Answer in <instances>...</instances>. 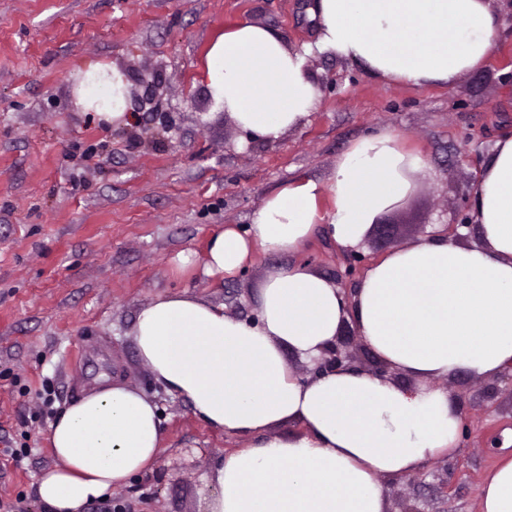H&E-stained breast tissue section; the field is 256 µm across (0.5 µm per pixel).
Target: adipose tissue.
Returning <instances> with one entry per match:
<instances>
[{"instance_id": "1", "label": "adipose tissue", "mask_w": 512, "mask_h": 512, "mask_svg": "<svg viewBox=\"0 0 512 512\" xmlns=\"http://www.w3.org/2000/svg\"><path fill=\"white\" fill-rule=\"evenodd\" d=\"M317 47L413 88L452 85L481 67L499 38L496 0H316ZM216 102L253 140L297 126L320 90L302 53L267 27L240 22L205 54ZM122 71L89 65L80 103L107 123L129 121ZM418 152L379 130L336 160L328 184L295 179L270 190L247 230L228 224L204 257L181 252V273L231 277L255 255H285L260 288L256 320L186 293L142 306L132 336L139 360L186 398L207 427L252 437L218 458L208 512H385L381 480L455 454L462 420L440 379L493 375L512 365V137L501 138L474 185L478 239H424L372 264L353 298L298 261L317 230L355 248L379 217L427 176ZM354 320L381 360L418 377L409 389L369 374L300 379L286 353L320 356ZM285 423L297 431L278 435ZM164 432L156 404L123 383L93 391L52 423L55 466L38 480L49 512L85 505L152 469ZM481 512H512V456L478 489Z\"/></svg>"}]
</instances>
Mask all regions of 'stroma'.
Here are the masks:
<instances>
[{
  "mask_svg": "<svg viewBox=\"0 0 512 512\" xmlns=\"http://www.w3.org/2000/svg\"><path fill=\"white\" fill-rule=\"evenodd\" d=\"M314 0H0V512H46L35 495L56 460L49 427L104 379L145 393L162 413L159 464L84 512H203L218 493L217 459L248 438L208 428L140 362L131 331L153 297L188 292L253 320L275 256L257 255L229 278L178 273L179 252L204 255L224 225L247 228L271 189L310 177L327 182L360 136L388 129L420 152V181L368 232L359 250L376 261L422 240L432 225L473 216V188L496 141L512 134V0L488 62L453 85L412 88L379 79L332 53H307ZM249 21L306 52L320 88L315 109L277 141H245L201 71L210 42ZM104 63L154 72L171 127L139 112L101 123L78 102L84 69ZM337 288L349 252L325 235L300 255ZM493 375L448 377L470 434L456 455L424 465L421 483L384 478L388 512H480L478 488L512 454V392ZM497 387L488 397L489 387ZM13 448L26 457H10ZM447 485V498L438 488Z\"/></svg>",
  "mask_w": 512,
  "mask_h": 512,
  "instance_id": "obj_1",
  "label": "stroma"
}]
</instances>
